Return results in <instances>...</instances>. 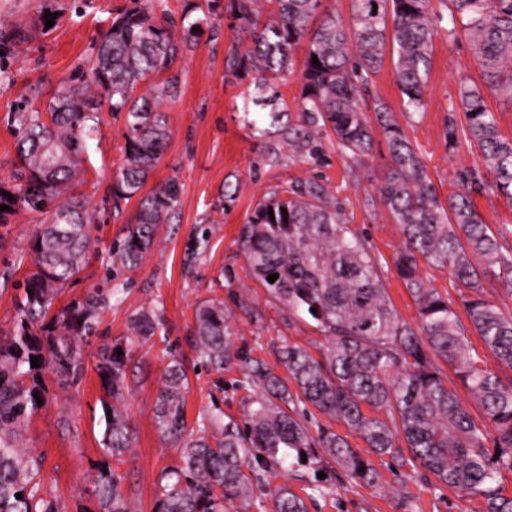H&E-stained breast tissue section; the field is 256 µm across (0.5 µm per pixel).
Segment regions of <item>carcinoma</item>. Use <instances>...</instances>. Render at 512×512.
I'll list each match as a JSON object with an SVG mask.
<instances>
[{
  "label": "carcinoma",
  "instance_id": "carcinoma-1",
  "mask_svg": "<svg viewBox=\"0 0 512 512\" xmlns=\"http://www.w3.org/2000/svg\"><path fill=\"white\" fill-rule=\"evenodd\" d=\"M203 0L175 22L167 0H131V6L97 35L87 77L64 87L40 110L12 113L19 164L9 183L0 182V224L25 212L39 220L30 263L13 298V328L0 336V512H62L43 486V458L27 445L29 425L49 400L52 374L70 387L84 364V346L97 334L105 310L120 289L95 287L56 307L62 291L87 265L92 214L73 194L84 180L104 113L124 115V162L109 189L113 208L137 199L133 220L107 251L109 276L138 270L153 247L159 225L181 207L178 183L170 179L144 191L170 138L166 106L179 98L182 76L172 71L179 51L194 45L221 21L243 39L231 42L224 78L256 74L254 130L277 128L288 151L318 160L322 136L354 166L362 168L379 128L390 169L378 189L381 204L401 231L395 267L417 310L406 321L393 305L377 259L364 237L347 224L336 197L318 180L284 184L264 196L237 243L252 277L293 321L305 314L325 340L319 356L288 340L276 348L287 377L237 344L224 302L198 304L192 327L197 361L218 374L238 368L239 387L261 394L244 397L245 425L224 419L219 404L190 425L186 394L190 382L182 363L167 367L155 402V425L177 448L181 465L155 486V512H251L261 472L285 459L314 455L328 461L358 486L382 489L370 456L430 474L461 494L482 499L483 512H512L501 473L512 472V374H499L471 354L467 332L479 336L512 371V316L483 297L495 278L512 297V258L503 234L490 231L472 195L485 190L483 176L465 169L461 190L442 197L420 152L407 139L393 112L375 103V121L361 106L371 76L391 56L401 92V110L412 117L424 109L432 50L439 28L432 0H350L348 20L326 7L327 0ZM450 13L448 38H464L480 69V81L463 80L458 105L451 106L450 141L464 134L481 150L498 194L512 201V139L503 138L488 91L512 103V0H442ZM303 50L298 123L282 122L275 83L294 71ZM317 56L320 65L312 62ZM464 115L457 127L455 112ZM8 195H3V192ZM13 199H8V196ZM273 214H268V211ZM444 266L470 291L464 300L471 329L453 303L432 287L420 262ZM278 279L269 282V276ZM155 306L134 313L125 341L105 343L95 370L101 398L102 464L94 475L95 508L87 512H134L111 460L130 452L134 433L123 409L131 352L167 329ZM122 354H117L116 349ZM39 367H31V357ZM474 395L484 416L478 422L457 390L448 387L443 366ZM40 400H35V397ZM345 424L366 450L353 448L330 427L312 436L296 403ZM492 441L488 448L486 441ZM22 498H16V494ZM273 512H306L304 499L286 485L272 494Z\"/></svg>",
  "mask_w": 512,
  "mask_h": 512
}]
</instances>
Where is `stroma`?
<instances>
[{"label": "stroma", "instance_id": "obj_1", "mask_svg": "<svg viewBox=\"0 0 512 512\" xmlns=\"http://www.w3.org/2000/svg\"><path fill=\"white\" fill-rule=\"evenodd\" d=\"M128 3L0 0V31L8 33L19 27L26 32L25 42L1 63L7 75L0 81V181H9L16 158L10 122L13 108L26 100L46 108L63 86L82 73L98 32L108 27ZM48 11L54 13V22L46 21L44 14ZM233 37V31L226 27L216 36L203 30L194 47L178 61L181 94L168 107L171 135L151 181L178 180L180 214L172 223L161 225L141 267L131 273L118 299L103 314L98 337L92 338L85 349L82 379L65 390L51 388L49 404L30 424L28 445L43 457L45 488L64 512H84L91 507L92 478L102 460V390L94 370L97 350L102 342L123 337L129 317L141 307H162L168 334L132 352L125 406L134 424V451L113 465L122 477L125 496L134 499L139 512H154L155 486L162 472L179 463L176 449L165 444L154 421L155 398L172 356L182 357L189 376V418L206 416L216 403L226 415H243V394L233 388L239 371L231 369L219 376L208 368L194 366L190 328L198 303L223 300L239 343L252 348L254 356L269 365L277 363L274 345L280 337L310 350L321 344L320 335L307 322L282 323L285 307L270 302L265 289L250 278L238 251L241 225L272 188L308 176L320 177L341 204L348 223L367 240L400 315L409 322L416 319L415 305L394 267L402 242L400 229L384 207L369 203L388 171L385 144H378L367 166L356 173L339 150L328 149L325 162L319 165L289 153L278 135L258 136L244 110L253 90L251 79L224 78V59ZM479 78L469 44L440 36L434 41L421 114L401 116V93L389 65L373 76L365 96L366 110H373L379 101L399 114L400 125L444 196L458 188L457 169L483 166L481 152L473 142L461 138L452 144L447 137L448 110L458 99L461 80ZM124 134L123 116L107 117L80 188L94 212L93 236L101 251L122 236L136 210L131 202L116 215L102 205L124 160ZM222 191L229 194L223 201L224 213L217 224L211 225L196 267L186 268L185 250ZM36 227V221L26 213L16 215L11 223L0 224V336L13 327L14 286L27 271L19 257L28 253ZM242 300L255 306L256 316L240 311L238 303ZM376 467L386 485L404 488L405 499L351 486L343 470L321 467L311 457L266 473L256 495L263 502L262 512H271V494L284 483L304 498L308 512H481L479 498L456 493L436 483L432 476L405 470L395 473L381 461ZM322 484L327 486V494L319 493Z\"/></svg>", "mask_w": 512, "mask_h": 512}]
</instances>
